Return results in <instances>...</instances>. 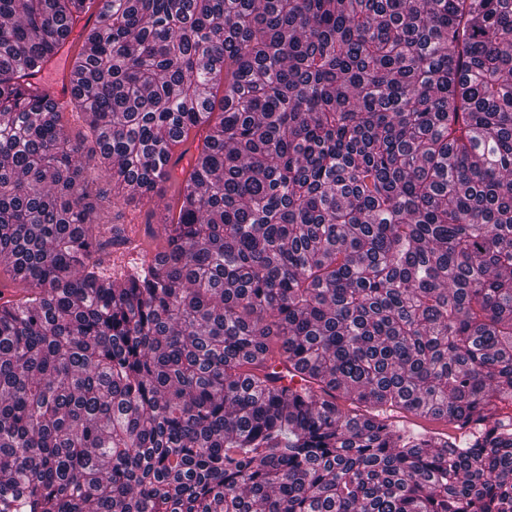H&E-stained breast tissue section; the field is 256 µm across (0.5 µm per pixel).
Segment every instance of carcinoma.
<instances>
[{
	"instance_id": "carcinoma-1",
	"label": "carcinoma",
	"mask_w": 512,
	"mask_h": 512,
	"mask_svg": "<svg viewBox=\"0 0 512 512\" xmlns=\"http://www.w3.org/2000/svg\"><path fill=\"white\" fill-rule=\"evenodd\" d=\"M85 4L0 0V512H512V0H99L89 151ZM80 38V31L72 29L61 39L58 53L45 61L30 81L39 88L46 89L55 103L66 108L77 87L78 76L69 64L73 42ZM134 190L129 187L123 190L124 195H135V199L131 203L123 204L122 200L118 202L122 211V222L127 226L128 241L111 250L108 271L117 278H120L133 265L150 260L161 246V240L156 235V224L152 226L153 236L146 234L145 223L149 212L148 205H143L142 200L144 199H140Z\"/></svg>"
}]
</instances>
